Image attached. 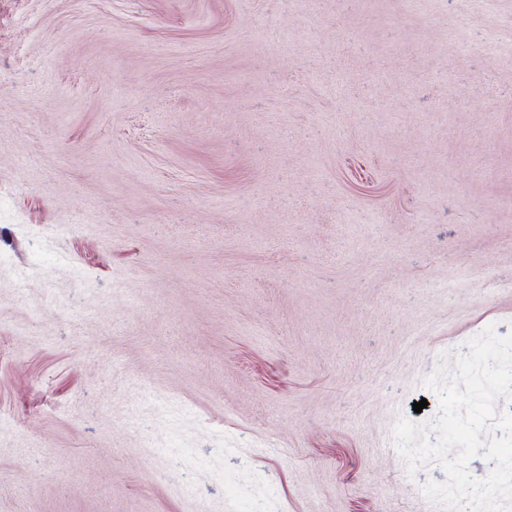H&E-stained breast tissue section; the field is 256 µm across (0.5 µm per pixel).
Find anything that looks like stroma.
<instances>
[{"label": "stroma", "mask_w": 512, "mask_h": 512, "mask_svg": "<svg viewBox=\"0 0 512 512\" xmlns=\"http://www.w3.org/2000/svg\"><path fill=\"white\" fill-rule=\"evenodd\" d=\"M489 325L512 0H0V512H444Z\"/></svg>", "instance_id": "35a3bbf8"}]
</instances>
